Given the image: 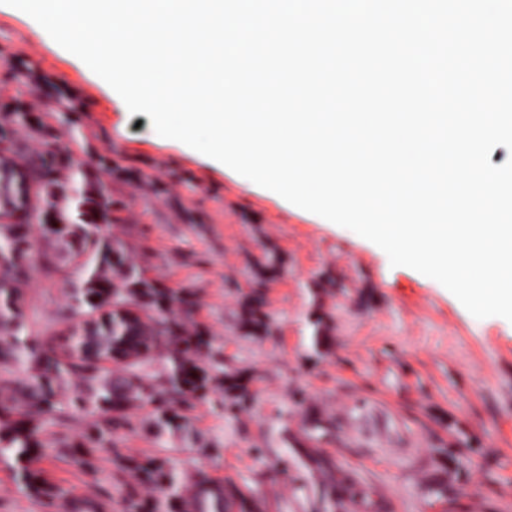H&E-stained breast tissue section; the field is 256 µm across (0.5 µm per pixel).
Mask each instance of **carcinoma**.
Here are the masks:
<instances>
[{
  "label": "carcinoma",
  "mask_w": 512,
  "mask_h": 512,
  "mask_svg": "<svg viewBox=\"0 0 512 512\" xmlns=\"http://www.w3.org/2000/svg\"><path fill=\"white\" fill-rule=\"evenodd\" d=\"M28 125V114L18 108L0 113V152L19 158V166L28 171L35 186L22 215L0 219V329L5 331L0 336V360L31 366L22 381H0V464L16 470L25 489L54 499L64 491L48 486L40 472L30 467L33 458L42 454L44 444L39 434L45 422L61 425L77 412L93 417L80 438L65 437L54 443L57 453L75 451L92 467L94 459L85 451L86 445L103 447L129 424L125 409L132 398L153 406L154 436L159 441L169 430H188L181 409L190 406L192 399L205 396L211 384L224 385V395L231 399L230 410L247 402L251 394L244 376L210 375L195 363L208 341L205 332L189 319L194 306L191 295L166 288L147 276L146 270L131 259L136 246L104 231L103 223L112 210L109 187L90 180L66 146L46 141L40 150L28 151L18 136ZM77 176L82 179L79 186L75 184ZM16 194L13 170L0 168V210L15 205ZM37 264L49 271L70 265L79 273L73 303L58 313L62 322L71 325L80 312L100 311L117 295L121 302L140 308L149 320L154 346H165L169 364L165 378H153L148 383L137 364L128 366L121 375H112L99 363L68 349L46 348L27 334L26 303L19 286ZM253 268V289L242 301L240 327L247 333H267L261 288L280 270L278 257L267 251ZM176 306L181 312H173ZM71 377L80 381L82 389L63 400L60 390ZM305 457L310 468L324 476L322 499L328 507L361 501L374 512L381 509L352 473L335 466L318 449H305ZM451 463L458 460L440 450L432 479L439 494L445 491L444 475ZM131 468L150 487L177 493L176 475L164 463L149 460ZM195 490L198 512H225L227 507L254 512L256 508L250 493L223 487L204 475L196 480ZM164 507L158 498L133 496L127 501L126 512H165Z\"/></svg>",
  "instance_id": "cac0c4a2"
}]
</instances>
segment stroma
<instances>
[{
	"label": "stroma",
	"instance_id": "obj_1",
	"mask_svg": "<svg viewBox=\"0 0 512 512\" xmlns=\"http://www.w3.org/2000/svg\"><path fill=\"white\" fill-rule=\"evenodd\" d=\"M30 80L18 87L13 74ZM27 109L39 149L43 133L71 146L85 171L110 183L116 204L107 231L137 243L150 277L196 302L210 348L207 372H245L253 399L238 415L215 391L187 410L193 433L156 442L152 409L128 406L130 427L99 449L94 467L46 451L39 465L63 497L26 491L0 464V512H67L70 496L95 497L100 512H125L129 495L154 490L118 469L122 457L159 458L190 491L198 475L251 490L257 512H324L320 476L302 449L317 448L350 470L382 512H512V322L473 317L439 282L353 231L325 223L273 191L179 141L158 136L146 114H129L110 87L57 45L27 14L0 5V108ZM283 260L264 290L272 331L239 325L251 266L263 251ZM335 286H320L322 274ZM77 276L33 269L22 286L30 328L47 345L56 312ZM322 317L330 342L313 347ZM458 448L444 496L430 490L438 451Z\"/></svg>",
	"mask_w": 512,
	"mask_h": 512
}]
</instances>
